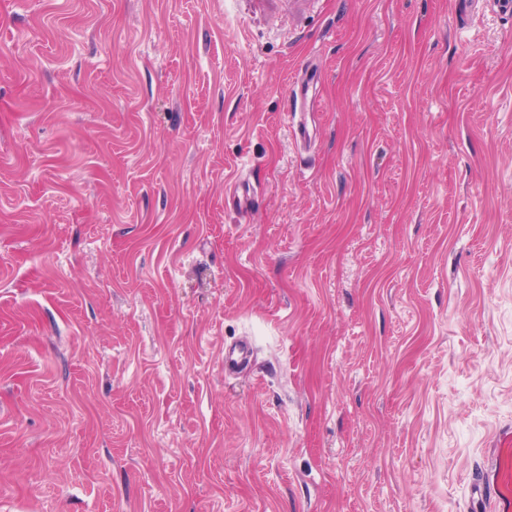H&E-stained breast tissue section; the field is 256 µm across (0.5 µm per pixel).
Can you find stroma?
<instances>
[{"label": "stroma", "mask_w": 512, "mask_h": 512, "mask_svg": "<svg viewBox=\"0 0 512 512\" xmlns=\"http://www.w3.org/2000/svg\"><path fill=\"white\" fill-rule=\"evenodd\" d=\"M506 429L512 6L0 0V512H474Z\"/></svg>", "instance_id": "stroma-1"}]
</instances>
